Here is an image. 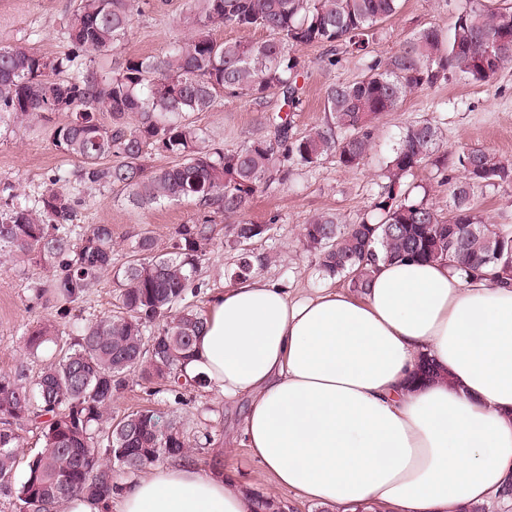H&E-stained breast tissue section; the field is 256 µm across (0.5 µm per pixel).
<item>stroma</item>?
Segmentation results:
<instances>
[{
    "mask_svg": "<svg viewBox=\"0 0 512 512\" xmlns=\"http://www.w3.org/2000/svg\"><path fill=\"white\" fill-rule=\"evenodd\" d=\"M152 6L137 16L134 28L114 50L117 59L141 55L159 56L169 44L183 37L181 22L186 0H151ZM73 0H0V44L23 45L54 57L65 50L60 29L65 24ZM456 14L455 0H403L400 11L382 23L371 46V58L386 59L417 31L438 26L450 29ZM300 55L304 68L298 79L302 104L293 115V132L307 133L324 122L323 95L332 83L351 82L366 71L365 61L342 56L328 65L326 51L307 46ZM280 100L268 95L263 104L251 98H225L223 106L197 114V124L205 128L213 143L232 150L264 131L265 119L278 110ZM428 120L443 131V148L454 155L471 147H482L512 158V67L499 71L487 83H475L453 76L438 86L409 94L397 110L384 113L370 154L354 168L341 166L336 158L324 159L312 168H292L287 181L273 184L258 195L245 213L246 220L269 224L263 238L248 249L257 256L272 255L271 263L258 267L257 275L288 288L295 295H308L325 288L347 290L346 282L323 278L313 255L301 242V226L313 214L335 212L343 223H351L367 212L385 184L386 163L406 125ZM73 164L52 145L45 127L0 129V189L34 194L45 177L57 169L72 170ZM92 202L78 216L79 224H108L120 245L134 241L142 229L153 231L159 248H166L175 229L189 222L190 205L171 203L153 209H139L114 198L110 188L91 190ZM226 220H219L211 253L203 261L199 278L203 287L194 303L208 310L213 294L233 282L232 271L238 250L225 244ZM50 274L36 263H12L0 257V374L26 365L38 372L40 358L24 349L25 332L47 319H55L54 309L33 300L36 284ZM185 404L174 403L153 385L131 378L114 410L124 413L150 407L179 416L189 439V456L205 469L237 474L252 487L276 490L284 505L294 512H326L318 504L295 497L285 489H275L249 449L241 443V418L245 401L225 402L216 390L198 387L185 395Z\"/></svg>",
    "mask_w": 512,
    "mask_h": 512,
    "instance_id": "stroma-1",
    "label": "stroma"
}]
</instances>
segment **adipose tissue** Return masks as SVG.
<instances>
[{
  "label": "adipose tissue",
  "instance_id": "obj_1",
  "mask_svg": "<svg viewBox=\"0 0 512 512\" xmlns=\"http://www.w3.org/2000/svg\"><path fill=\"white\" fill-rule=\"evenodd\" d=\"M439 375L418 381L421 360ZM183 371L247 398L246 448L328 512H459L512 484V281L447 261H377L364 293L300 299L252 276L212 298ZM184 459L68 512H263Z\"/></svg>",
  "mask_w": 512,
  "mask_h": 512
}]
</instances>
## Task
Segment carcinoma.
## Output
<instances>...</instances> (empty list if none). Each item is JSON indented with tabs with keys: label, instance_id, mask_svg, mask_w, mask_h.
I'll use <instances>...</instances> for the list:
<instances>
[{
	"label": "carcinoma",
	"instance_id": "carcinoma-1",
	"mask_svg": "<svg viewBox=\"0 0 512 512\" xmlns=\"http://www.w3.org/2000/svg\"><path fill=\"white\" fill-rule=\"evenodd\" d=\"M149 0H75L62 37L64 58L21 45H0V127L32 126L55 112L67 121L52 131L54 147L78 162L73 173L56 170L35 198L10 194L0 202V255L52 270L34 300L55 308L69 325L45 323L27 333L32 353L46 343L55 353L34 377L21 365L0 376V491L20 512H65L86 495L102 499L117 478L169 457H186L179 421L153 410L123 415L112 404L132 374L181 395L206 385L189 379L182 365L192 355L206 315L191 303L198 273L213 246L215 218L242 214L255 196L288 179L292 166L313 167L331 156L344 167L359 165L376 138L378 120L405 97L461 74L490 81L512 65V9L462 0L446 32L427 27L358 80L325 90L326 122L297 137L291 113L302 104L298 77L305 46L366 56L379 25L397 13L400 0H192L185 17L190 33L162 57L125 58L109 65L134 16ZM217 27L262 30L259 41H224ZM77 60L89 65L66 80L54 75ZM274 93L279 113L266 118V135L224 150L196 124L224 97L261 101ZM440 128L426 120L408 124L386 164V186L374 204L377 216L342 224L320 212L302 225V241L319 270L363 293L371 265L438 259L458 270L484 269L493 281L512 279V226L486 222L477 192L512 183V160L485 148L439 153ZM154 150L173 158L148 169ZM443 172L448 211L415 198L405 179L425 164ZM108 186L129 204L151 209L172 202L195 206L196 217L176 231L170 250L156 252L143 231L114 261L119 246L110 224L76 223L86 205L82 191ZM269 230L266 224L230 225L227 242L242 248L235 272L255 271L244 248ZM110 277L119 290L117 309L90 320L70 319L71 305ZM40 429L41 450L27 462L24 480L12 484L18 435L12 425Z\"/></svg>",
	"mask_w": 512,
	"mask_h": 512
}]
</instances>
